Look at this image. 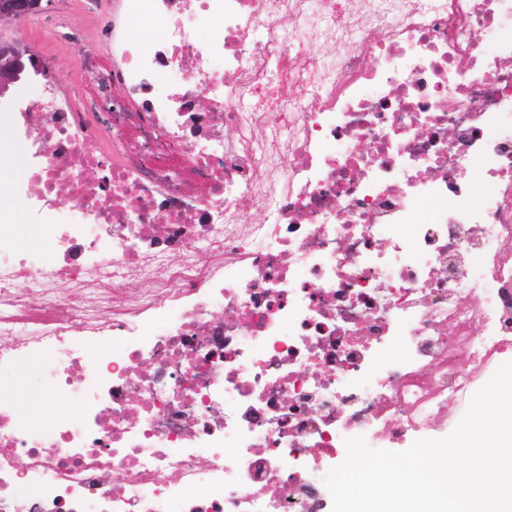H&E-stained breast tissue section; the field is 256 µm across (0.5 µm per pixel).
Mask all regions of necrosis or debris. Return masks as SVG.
I'll return each instance as SVG.
<instances>
[{"instance_id":"1","label":"necrosis or debris","mask_w":512,"mask_h":512,"mask_svg":"<svg viewBox=\"0 0 512 512\" xmlns=\"http://www.w3.org/2000/svg\"><path fill=\"white\" fill-rule=\"evenodd\" d=\"M59 18L100 78L12 114L48 236L0 231V512H331L346 439L460 422L512 356V0H114L90 49ZM20 361L76 422L4 400ZM129 31L130 34L143 45H149L161 33L159 23L148 18H142L131 23Z\"/></svg>"}]
</instances>
